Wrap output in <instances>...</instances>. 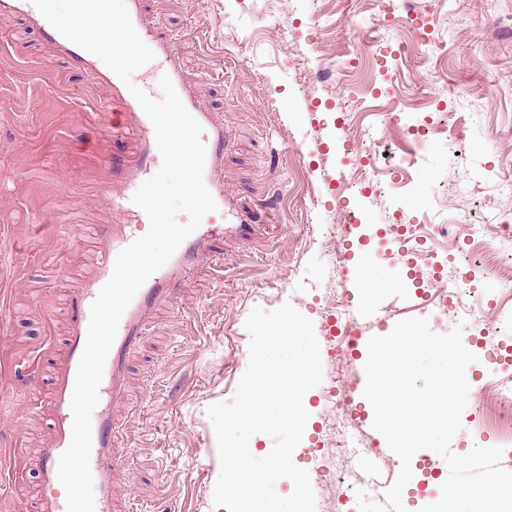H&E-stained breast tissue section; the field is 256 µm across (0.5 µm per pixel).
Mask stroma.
I'll use <instances>...</instances> for the list:
<instances>
[{
	"instance_id": "stroma-1",
	"label": "stroma",
	"mask_w": 512,
	"mask_h": 512,
	"mask_svg": "<svg viewBox=\"0 0 512 512\" xmlns=\"http://www.w3.org/2000/svg\"><path fill=\"white\" fill-rule=\"evenodd\" d=\"M142 9L173 37L200 104L236 131L224 156L225 189L275 203L281 223L253 240L219 242L176 304L159 311L118 413L128 452L115 497L123 512H227L213 501L220 461L207 409L233 398L247 368L253 308L289 303L315 329L326 326L324 288L340 279L336 256L345 250L341 239L332 253L322 245L338 207L331 189L363 160L336 145L349 140V126H361L371 93L397 99L424 126L455 113L462 148L451 154L437 132L409 146L393 121L377 130L387 152L412 151L416 160L405 184L350 194L379 230L370 257L377 277L398 283L374 301L394 308L397 322L423 318L439 334L458 325L463 338L475 334L474 320L418 284L451 266V238L466 236L464 216L474 207L482 210L485 250L512 256V237L499 230L504 204L493 192L494 180H512V31L497 23L512 14V0H142ZM413 13L431 24L445 53L412 46L398 54ZM81 121L93 148L68 134ZM111 124L110 88L58 54L24 16L0 12V388L14 393L0 407V451L12 454L18 478L0 488V512L17 503L36 512L33 451L50 432L48 373L63 348L66 299L95 271L94 243L83 231L124 221L101 192L112 180ZM397 222L452 228L451 237L426 240L432 260L415 269L412 288L402 281ZM506 348L497 336L481 340L467 368L472 380L512 388ZM321 358L311 426L293 462L312 475L347 468L354 490L377 497L401 463L365 457L378 445L372 425L347 458L317 452L327 433L326 387L363 371L360 361L328 351Z\"/></svg>"
}]
</instances>
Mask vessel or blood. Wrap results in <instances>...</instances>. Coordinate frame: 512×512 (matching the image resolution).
<instances>
[{
	"label": "vessel or blood",
	"mask_w": 512,
	"mask_h": 512,
	"mask_svg": "<svg viewBox=\"0 0 512 512\" xmlns=\"http://www.w3.org/2000/svg\"><path fill=\"white\" fill-rule=\"evenodd\" d=\"M132 24L155 57L164 63L169 78L188 112L203 129L206 147L203 179L217 209L208 214L204 224L192 233L167 263L156 271L137 291L125 310L115 341L107 356L103 378L111 408L102 410L92 421L90 469L95 489V512H112L113 479L123 455L118 439L116 412L124 404L129 387L132 360L151 324L155 310L174 304L178 286L205 258L211 256L216 239L235 235L251 237L257 225L276 221L275 208L253 196L234 197L224 189L218 170L224 157L228 127L217 116L206 111L196 99L189 79L179 67L173 51V40L155 24L144 20L138 0H127ZM0 10H13L27 15L57 49L78 61L85 71L96 74L112 86V98L118 107L113 116L112 175L114 184L107 197L113 212L127 216L124 224H103L93 238L103 239L94 261L97 272L91 280L73 292L69 304V331L64 351L53 367L50 411L54 427L45 447L38 453V485L41 490L38 512H67L66 505L55 492L59 484L58 464L72 435L71 398L78 364L84 350L90 322V309L101 288L110 279L118 253L137 237L136 225L147 223L146 213L133 201V196L147 179L161 167L155 128L124 82L98 57L81 49L56 31L33 4L32 0H0Z\"/></svg>",
	"instance_id": "1"
}]
</instances>
